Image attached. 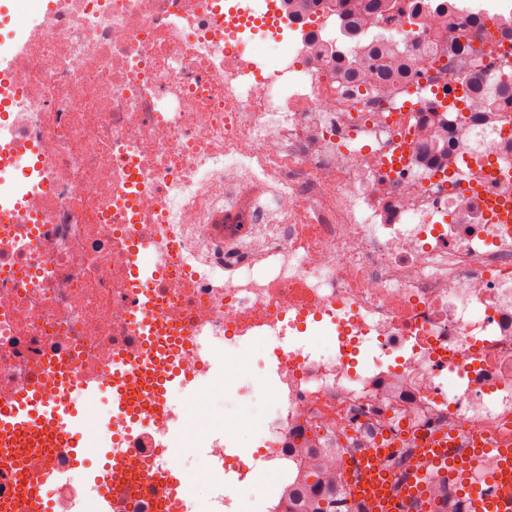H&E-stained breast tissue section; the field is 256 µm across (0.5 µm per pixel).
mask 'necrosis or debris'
Returning <instances> with one entry per match:
<instances>
[{
    "instance_id": "4bbe7bcc",
    "label": "necrosis or debris",
    "mask_w": 512,
    "mask_h": 512,
    "mask_svg": "<svg viewBox=\"0 0 512 512\" xmlns=\"http://www.w3.org/2000/svg\"><path fill=\"white\" fill-rule=\"evenodd\" d=\"M411 3L369 25L418 47L388 87L322 51L336 0H16L0 128L37 163L0 168V201L36 197L40 221L0 241V399L56 362L141 358L138 258L186 390L110 446L139 460L181 429L172 471L205 451L194 512H242L260 477L265 512L306 481L353 512L355 449L434 432L512 449V112L481 95L512 86V0L419 25ZM422 84L443 97L403 110ZM273 339L264 406L239 412Z\"/></svg>"
}]
</instances>
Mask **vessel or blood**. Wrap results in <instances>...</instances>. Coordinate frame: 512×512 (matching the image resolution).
Returning <instances> with one entry per match:
<instances>
[{
  "label": "vessel or blood",
  "mask_w": 512,
  "mask_h": 512,
  "mask_svg": "<svg viewBox=\"0 0 512 512\" xmlns=\"http://www.w3.org/2000/svg\"><path fill=\"white\" fill-rule=\"evenodd\" d=\"M34 153L32 145L8 144L0 149V165L28 162ZM37 220L31 203L0 205V225L33 224ZM133 275L140 290L139 303L129 315L136 335L147 342L160 336L179 338L180 330L164 324L155 313L151 271L137 267ZM171 381L166 361L125 360L113 364L95 380L76 377L70 369L58 366L40 382L20 389L0 411V469L11 478L10 491L0 495V512H54L48 487L66 483L67 471L49 464L42 473H34L28 466L29 456L60 448L75 463L82 457L85 438L97 439L104 434L100 427L87 429L83 416L73 406L74 399H91L101 386H108L117 397L120 418L144 424L165 406ZM166 451V445H159L153 456L144 460L141 481L163 490L170 512H179L190 487L177 482L164 467ZM491 451V446L475 436L465 438L462 447L457 448L449 445L443 434L429 435L411 451L414 480L403 482L384 467L392 448H367L361 455V466L372 472L373 479L369 486L354 487L353 492L356 498L365 499L370 512H439L438 505L427 498L423 484L424 477L436 469L443 477L463 483L472 512H512L511 451H498L499 466L483 484L469 481L475 457ZM130 465L127 458L111 457L95 476L92 490L103 512H113L117 492L131 490Z\"/></svg>",
  "instance_id": "vessel-or-blood-1"
}]
</instances>
